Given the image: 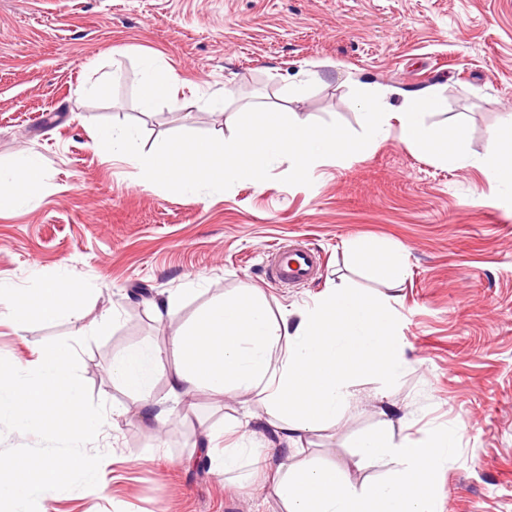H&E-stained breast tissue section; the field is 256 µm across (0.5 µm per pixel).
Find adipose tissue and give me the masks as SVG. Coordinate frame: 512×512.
I'll return each mask as SVG.
<instances>
[{
  "label": "adipose tissue",
  "instance_id": "obj_1",
  "mask_svg": "<svg viewBox=\"0 0 512 512\" xmlns=\"http://www.w3.org/2000/svg\"><path fill=\"white\" fill-rule=\"evenodd\" d=\"M44 184L40 159L20 153L0 166V207H23L33 202ZM355 259L365 261L376 276L392 285L403 278L398 257L384 244L367 239L352 248ZM83 289L60 277L42 281L27 295L0 283V303L16 331L33 323H52L79 317ZM280 365H273V351ZM171 351L178 364L167 369L158 350L144 344L124 351L112 361L113 382L134 393L142 410L159 423L169 411L153 401L159 379H167L173 394L195 397L210 394L259 393L277 442L290 455H300L301 432L320 424H334L347 414L355 394L356 369L388 375L401 362L402 345L393 338L388 307L345 285L335 286L308 309L272 316L262 295L247 289L245 299L224 300L201 310L188 327L173 336ZM455 430L440 433L430 442L395 438L389 429L362 439L358 462L373 466L392 460L395 470L380 481L357 485L339 466L305 461L270 465L259 449L237 443L217 450L198 448L222 472L250 464L273 468L275 493L288 504V512H431L429 478L454 447Z\"/></svg>",
  "mask_w": 512,
  "mask_h": 512
}]
</instances>
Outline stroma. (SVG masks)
Listing matches in <instances>:
<instances>
[{
  "label": "stroma",
  "instance_id": "1",
  "mask_svg": "<svg viewBox=\"0 0 512 512\" xmlns=\"http://www.w3.org/2000/svg\"><path fill=\"white\" fill-rule=\"evenodd\" d=\"M158 58L173 98L142 112L143 58ZM102 82L100 95L82 85ZM360 82L391 104L429 91L465 120L467 155L455 164L412 151L397 133L316 168L312 186L287 185V159L262 183L188 197L138 185L94 140L99 121L134 122L143 151L178 132L231 138L237 117L264 104L311 123L362 129L351 98ZM222 97L223 110L211 100ZM512 126V0H0V164L41 157L45 187L27 206L0 211V282L35 292L54 274L81 287V319L15 331L0 322V357L28 364L50 340L77 338L103 318L108 335L79 351L80 375L105 401L111 427L90 444L104 453L105 491L56 499L38 512H287L250 466L199 469L202 441L232 443L242 421L251 446L275 443L260 396H154L164 425L112 383L114 356L145 343L173 365L170 338L202 307L258 288L272 314L297 312L348 284L385 301L403 346L398 376L355 375L356 405L338 423L305 431V457L343 467L353 483L395 464L358 467L354 446L378 428L426 441L457 429L432 478L437 512H512V202L484 174L488 136ZM399 248L404 278L391 288L348 253L357 239ZM317 252L298 285L269 277L278 247ZM178 292L170 320L149 301Z\"/></svg>",
  "mask_w": 512,
  "mask_h": 512
}]
</instances>
